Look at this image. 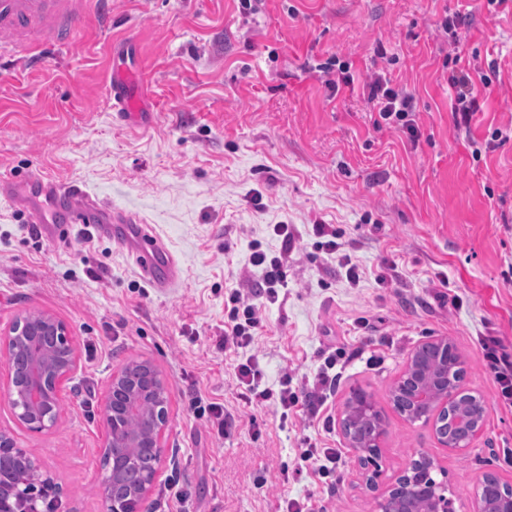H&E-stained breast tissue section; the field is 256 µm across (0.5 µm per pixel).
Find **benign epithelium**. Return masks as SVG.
I'll use <instances>...</instances> for the list:
<instances>
[{"mask_svg": "<svg viewBox=\"0 0 512 512\" xmlns=\"http://www.w3.org/2000/svg\"><path fill=\"white\" fill-rule=\"evenodd\" d=\"M26 332L32 337V342L46 344L49 354L54 356L57 363L54 368L37 371L32 376V385L28 399L13 398L12 405L16 409L18 420L32 430L43 431L53 427L58 419V410L50 409L40 415L30 416L26 404H36L40 401V392L59 400V392L70 375L76 370L78 362L74 345L67 335L65 325L50 315H45L40 324H29L28 316L18 319L11 335L0 339V353L5 354L9 367H14L13 336ZM434 347L441 371L428 375L423 369L420 357L412 354L407 359L405 368L397 377L390 390V404L401 416L405 417L414 408L428 405V414L422 422L431 427L438 443L459 454L466 453L471 444L484 429V416L474 414L467 428L458 433L460 439H448V431L457 423V409L469 405L480 409L484 407L480 395L466 387V368L455 344L441 336L428 341ZM149 385L162 392L163 403L146 427L145 446L156 453H161L160 438L168 420V392L166 385L154 367H149L146 375ZM136 387L126 382L125 373L121 372L112 377L105 395L103 418L108 430V442L105 454L112 457V471L118 475L124 469V459L115 451L116 421L135 409L134 395ZM364 393L361 387H352L345 400L341 426L348 447L352 448L359 462L364 466L373 467L366 475V485L376 488L378 469L375 459L385 438L384 426H379L372 433L369 442L362 443L354 435L353 428L348 426L347 418L351 407L357 405L359 397ZM8 451L10 460L0 465V512H19L16 503L12 502L5 491L18 485L24 480L27 466L39 467L37 461L23 450L13 446L11 440L0 435V453ZM437 467L433 457L419 453L412 458L395 482L385 487L376 496V512H458L456 498L452 494L449 483L438 482L431 473ZM493 476L487 475L479 482L471 499L468 512H512V488L501 489L499 498L489 496L485 488L493 483ZM59 493V488L47 483L31 489L27 495L32 499V508L26 512H43L41 504L46 497Z\"/></svg>", "mask_w": 512, "mask_h": 512, "instance_id": "1", "label": "benign epithelium"}]
</instances>
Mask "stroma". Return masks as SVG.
Returning a JSON list of instances; mask_svg holds the SVG:
<instances>
[{"instance_id": "35a3bbf8", "label": "stroma", "mask_w": 512, "mask_h": 512, "mask_svg": "<svg viewBox=\"0 0 512 512\" xmlns=\"http://www.w3.org/2000/svg\"><path fill=\"white\" fill-rule=\"evenodd\" d=\"M112 18L87 13L74 41L41 69L0 68V171L80 179L116 209L141 214L178 260L179 283L162 290L140 275L135 240L50 237L0 201V336L30 312L62 321L78 366L60 394L55 426L16 417L0 358V433L41 464L62 491L58 512H105L104 396L115 372L147 360L164 377L168 423L156 479L137 512H167L177 482L190 512H281L309 500L314 512H374L375 499L338 419L351 387L370 392L385 419L379 484L425 452L467 503L485 473L512 485V408L500 404L480 337L512 353V12L487 0H111ZM462 13L460 42L439 29ZM147 75L149 121H115L109 79L120 39ZM349 62L352 86L332 92L320 64ZM497 61L470 132L458 131L453 72ZM379 72L416 98L418 140L374 127L363 96ZM271 224L299 231L283 300L266 309L248 350L219 340L249 239L272 252ZM331 224L362 271L358 287L327 259L312 232ZM366 328L356 329L355 318ZM448 337L480 394L483 433L466 454L389 402L411 352ZM341 379L325 405L330 425L239 396L236 367L254 354L262 384L284 374L303 392L330 352ZM223 404L225 434L203 409ZM339 449L333 486L300 459L312 445Z\"/></svg>"}]
</instances>
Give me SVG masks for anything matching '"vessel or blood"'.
<instances>
[{
	"label": "vessel or blood",
	"mask_w": 512,
	"mask_h": 512,
	"mask_svg": "<svg viewBox=\"0 0 512 512\" xmlns=\"http://www.w3.org/2000/svg\"><path fill=\"white\" fill-rule=\"evenodd\" d=\"M96 4L98 15L110 12L108 0H0V31L9 41L0 42V60L24 50L30 65L43 63L46 41L56 46L68 44L71 34L89 6ZM145 79L141 72L118 66L110 79L112 109L121 120L139 115ZM0 200L22 206L30 224H52L68 230L80 225L105 233L109 224H121L126 234L138 235L143 248L135 262L153 287L166 288L179 276L178 263L161 241L145 233L137 213L117 211L91 194L86 184L62 182L35 174L26 181L0 173Z\"/></svg>",
	"instance_id": "b4317fda"
}]
</instances>
